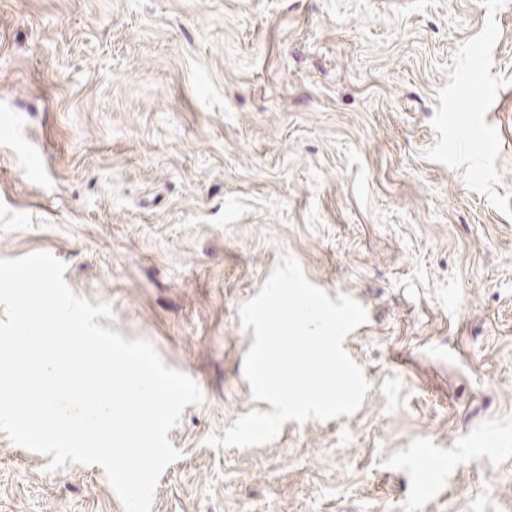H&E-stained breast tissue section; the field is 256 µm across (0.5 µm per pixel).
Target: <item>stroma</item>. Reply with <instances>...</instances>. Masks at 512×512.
Returning <instances> with one entry per match:
<instances>
[{
	"instance_id": "obj_1",
	"label": "stroma",
	"mask_w": 512,
	"mask_h": 512,
	"mask_svg": "<svg viewBox=\"0 0 512 512\" xmlns=\"http://www.w3.org/2000/svg\"><path fill=\"white\" fill-rule=\"evenodd\" d=\"M487 73L493 148L441 147ZM509 93L512 0H0V258L63 262L204 395L151 512H512ZM286 255L366 310L369 390L211 448L272 409L238 308ZM48 462L0 432V512H124L100 466Z\"/></svg>"
}]
</instances>
